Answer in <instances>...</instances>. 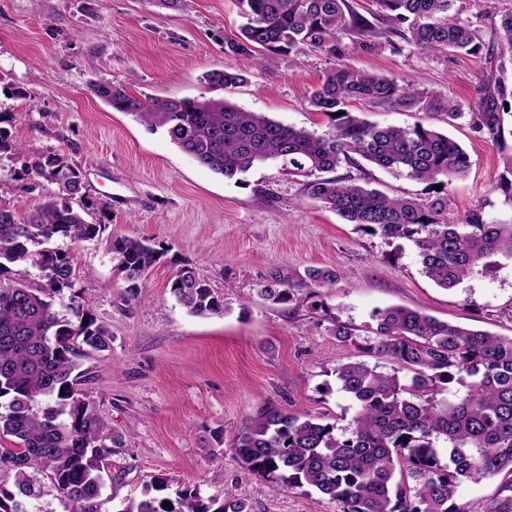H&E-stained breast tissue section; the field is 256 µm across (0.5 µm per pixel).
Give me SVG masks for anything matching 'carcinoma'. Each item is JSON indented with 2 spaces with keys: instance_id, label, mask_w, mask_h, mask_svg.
<instances>
[{
  "instance_id": "carcinoma-1",
  "label": "carcinoma",
  "mask_w": 512,
  "mask_h": 512,
  "mask_svg": "<svg viewBox=\"0 0 512 512\" xmlns=\"http://www.w3.org/2000/svg\"><path fill=\"white\" fill-rule=\"evenodd\" d=\"M375 17L406 23L407 38L425 50L478 49L472 27L448 17L452 0H374ZM245 22L224 41V54L261 64L272 54L326 52L341 56L340 35L367 42L379 34L374 23L354 12L347 0H239ZM495 37L512 50V11L501 16ZM214 88L246 82L240 68L208 73ZM93 94L119 112L169 140L198 165L232 178L256 162L282 159L309 178L310 198L348 224L385 239L415 243L424 274L450 289L484 268L486 259H512V222H488L481 209L448 221V195L430 200L390 197L352 183L334 172L360 158L412 179L448 187L469 169L465 149L448 135L422 124L380 127L351 112L354 102L382 107L464 113L450 101L428 100L410 85L370 72L335 67L309 99L334 121L319 134L248 112L222 99L168 97L145 103L122 85L93 81ZM469 126L492 139L503 135L496 98L485 94ZM27 174L52 181L57 197L20 215L0 198V468L14 472L15 489L0 484V512H32L45 495H60L73 512H90L103 488L104 461L123 446L109 432L94 403L82 392L84 349L111 350L112 333L99 322L89 301L73 291L75 269L65 254L47 248L58 238L94 239L105 229L87 220L83 178L68 158L49 154L25 163ZM108 248L119 275L138 287L162 254L136 238L114 236ZM33 263L40 281L9 278L12 267ZM307 287L335 282L329 269L306 272ZM176 302L199 317L224 312L218 295L195 268L180 267L170 282ZM258 295L273 305L293 300V286L267 279ZM366 348L411 373H385L379 366L350 361L336 367L340 390L358 406L352 426L340 433L320 416L288 409L262 410L235 434L231 449L250 472L274 484L308 488L343 504V512H463L453 502L463 481L479 483L502 472L512 475V336H497L440 321L422 311L391 306L377 311ZM88 323H83V320ZM468 382L450 399L445 385ZM48 471L49 484H36L29 470ZM157 479L144 498L121 512H250L232 488L204 497L193 488L170 496ZM170 502V506L163 502ZM486 512H512V481Z\"/></svg>"
}]
</instances>
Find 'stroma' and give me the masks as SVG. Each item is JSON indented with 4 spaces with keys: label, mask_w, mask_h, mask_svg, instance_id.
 I'll list each match as a JSON object with an SVG mask.
<instances>
[{
    "label": "stroma",
    "mask_w": 512,
    "mask_h": 512,
    "mask_svg": "<svg viewBox=\"0 0 512 512\" xmlns=\"http://www.w3.org/2000/svg\"><path fill=\"white\" fill-rule=\"evenodd\" d=\"M512 0H454L451 13L475 30L479 51H423L380 21L384 34L362 45L341 39L345 52L273 56L260 65L224 53V41L243 22L238 0H184L182 9L154 0H0V129L36 158L59 153L79 169L91 219L105 230L93 240L60 239L71 258L75 290L112 333V348L82 359L84 386L106 427L124 435L105 461V485L94 512H117L139 498L154 478L170 490L202 495L236 486L251 512H343L314 491L274 485L216 447L261 409L325 415L344 430L357 407L338 390L335 370L367 360L391 372L386 359L364 357L339 343L336 323L375 327L374 313L392 305L440 320L512 336V259L494 257L483 272L446 290L422 271L417 248L345 223L307 196L305 177L283 160L254 164L228 179L197 165L169 140L133 116L95 97L91 82L125 86L136 98H222L296 128L318 133L332 120L309 98L337 66L414 84L421 97L451 99L462 117L442 112L352 104L381 126L423 124L458 141L470 157L465 176L449 188V220L481 209L487 221H512V197L502 189V158L512 153V109L504 134L474 133L466 119L484 88L512 106V51L487 55L500 14ZM246 66L237 87L213 89L206 73ZM19 157L0 154V171L15 172L6 198L26 214L58 188L22 173ZM339 176L388 196L436 197L434 185L371 164L341 165ZM147 241L161 252L137 288L114 268L112 236ZM194 267L224 299V312L189 314L170 293L182 265ZM335 271L334 284L307 288V269ZM295 287L292 302L272 305L257 293L272 276Z\"/></svg>",
    "instance_id": "stroma-1"
}]
</instances>
